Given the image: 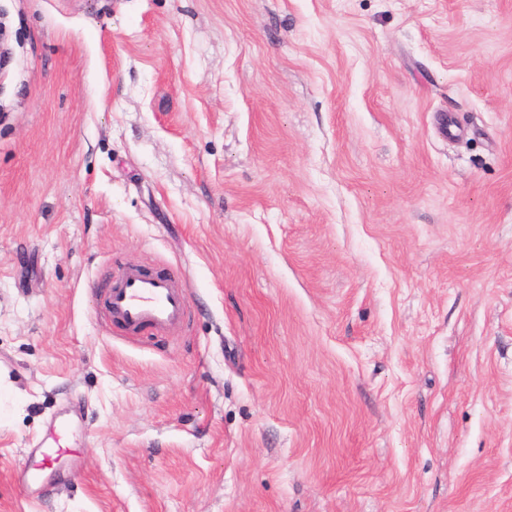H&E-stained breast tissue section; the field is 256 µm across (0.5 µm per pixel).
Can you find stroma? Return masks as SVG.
<instances>
[{"mask_svg":"<svg viewBox=\"0 0 512 512\" xmlns=\"http://www.w3.org/2000/svg\"><path fill=\"white\" fill-rule=\"evenodd\" d=\"M0 512H512V0H0ZM188 289L181 270L150 273L126 266L106 294L108 321L133 333L158 336L180 328L187 317ZM65 431L66 427L63 423L54 424L48 436L34 446L31 454L33 451L39 452L42 456V463L45 464V462L52 461L59 455L70 451V448L63 447L61 444ZM40 467L22 466L13 473V482L25 496L31 499H40L44 490Z\"/></svg>","mask_w":512,"mask_h":512,"instance_id":"obj_1","label":"stroma"}]
</instances>
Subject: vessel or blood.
<instances>
[{
  "label": "vessel or blood",
  "mask_w": 512,
  "mask_h": 512,
  "mask_svg": "<svg viewBox=\"0 0 512 512\" xmlns=\"http://www.w3.org/2000/svg\"><path fill=\"white\" fill-rule=\"evenodd\" d=\"M188 289L182 271L151 273L137 266L124 267L114 276L106 294V313L110 323L133 333L152 335L180 328L187 317ZM64 424L53 425L48 436L36 446L43 461L64 454L61 440ZM13 482L25 496L44 494L39 468L22 466L13 473Z\"/></svg>",
  "instance_id": "vessel-or-blood-1"
}]
</instances>
